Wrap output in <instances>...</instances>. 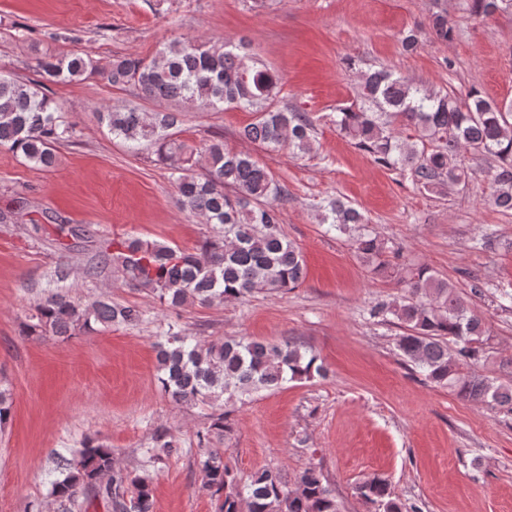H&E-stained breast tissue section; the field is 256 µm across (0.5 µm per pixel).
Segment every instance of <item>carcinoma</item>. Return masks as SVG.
Masks as SVG:
<instances>
[{
    "mask_svg": "<svg viewBox=\"0 0 512 512\" xmlns=\"http://www.w3.org/2000/svg\"><path fill=\"white\" fill-rule=\"evenodd\" d=\"M464 10L487 20L512 13V0H463ZM431 35L449 42L455 26L448 16L431 17ZM43 82H21L0 73V146L20 154L34 167L55 165L54 145L67 142L74 129L60 106L46 94L45 83L76 82L99 74L112 86L136 87L142 98L191 104L206 111L244 110L253 114L240 136L266 151L286 150L304 157L313 150L316 119L281 101L283 78L257 65L245 44L223 39L181 36L154 55H127L102 69L88 53L42 59ZM112 136L130 148L150 146L173 170L181 209L202 219L209 232L196 252L139 237L112 239L97 255L91 271L111 268L125 285L154 295L176 309L188 303L246 301L256 294L283 293L305 279L297 246L281 228L278 201L288 195L271 172L249 151H230L214 138L197 147L168 133L178 123L175 112L149 114L136 107L113 106L99 112ZM339 133L373 161L399 172L413 185L437 192L466 183L472 176L468 154L494 163L491 204L512 214V101L497 102L472 88L465 95L428 89L393 70L362 72L353 100L336 110ZM318 221L349 236L363 264L376 275L390 276L404 296L378 301L371 315L391 316L407 328L397 346L429 383L458 398L512 411V386L495 384L472 366L484 357L488 327L456 287L425 264L386 259L387 243L368 230L363 214L338 198L317 204ZM144 312L132 305L97 297L76 300L49 295L37 307L44 335L65 342L96 327L133 325ZM456 347H448L447 338ZM158 382L176 404H211L223 408L209 415L197 432L202 447L211 436L231 431L230 407L262 390L289 381L323 377L316 354L290 340L284 343L241 337L201 343L171 323L158 343ZM158 451H181L175 435L156 436ZM205 487L217 497V512H340L321 470L307 468L288 485L279 471L264 468L242 484L224 456L200 455ZM51 482L57 512H152L149 477L117 468L112 449L88 439L71 458L60 459ZM358 495L377 512H421L393 496L379 477L357 486Z\"/></svg>",
    "mask_w": 512,
    "mask_h": 512,
    "instance_id": "obj_1",
    "label": "carcinoma"
}]
</instances>
